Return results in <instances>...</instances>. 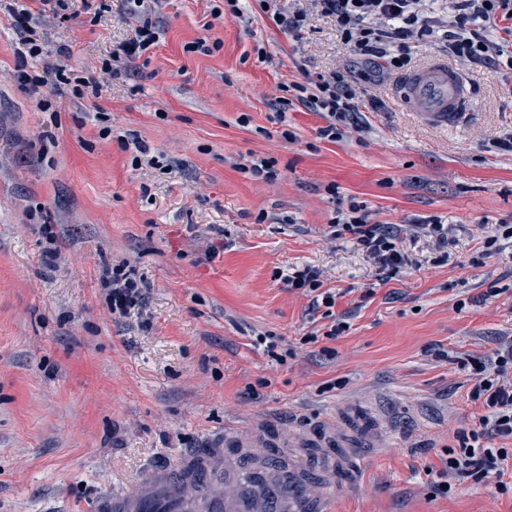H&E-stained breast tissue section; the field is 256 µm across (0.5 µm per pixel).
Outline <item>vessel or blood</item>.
I'll use <instances>...</instances> for the list:
<instances>
[{
    "label": "vessel or blood",
    "instance_id": "1",
    "mask_svg": "<svg viewBox=\"0 0 512 512\" xmlns=\"http://www.w3.org/2000/svg\"><path fill=\"white\" fill-rule=\"evenodd\" d=\"M403 105L430 126H458L470 107L462 69L438 58L403 81ZM393 431L354 405L291 427L260 419L228 426L223 438L159 466L121 493L105 498L101 512H332L336 491L354 487L363 455L389 447ZM287 458L280 469L279 458ZM257 480L243 483V464Z\"/></svg>",
    "mask_w": 512,
    "mask_h": 512
}]
</instances>
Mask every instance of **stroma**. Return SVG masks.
Masks as SVG:
<instances>
[{
    "label": "stroma",
    "instance_id": "stroma-1",
    "mask_svg": "<svg viewBox=\"0 0 512 512\" xmlns=\"http://www.w3.org/2000/svg\"><path fill=\"white\" fill-rule=\"evenodd\" d=\"M67 5L68 21H32L48 62L98 69L133 33L126 0L94 25L84 0ZM212 7L162 0L148 64L97 98L21 88L19 33L0 13V512H99L225 426L299 425L341 403L390 414L395 443L336 512H512L491 482L432 488L481 413L460 362L512 336V258L479 257L491 225H512V76L465 66L473 112L444 131L400 106L399 75L361 83L355 122L331 141L322 114L273 103L278 85L346 62L331 20L309 10L297 42L256 0L240 21ZM205 34L219 52H185ZM120 136L158 166L133 167ZM253 157L275 158L276 182L244 171ZM340 201L404 226L407 264L385 276L331 239ZM432 217L457 227L445 244L412 230ZM122 264L147 290L120 316L105 272ZM306 265L331 310L273 277ZM338 320L346 331L327 338Z\"/></svg>",
    "mask_w": 512,
    "mask_h": 512
}]
</instances>
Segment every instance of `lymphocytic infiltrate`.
Masks as SVG:
<instances>
[{
  "mask_svg": "<svg viewBox=\"0 0 512 512\" xmlns=\"http://www.w3.org/2000/svg\"><path fill=\"white\" fill-rule=\"evenodd\" d=\"M65 0H0L20 35V58L38 57L44 47L31 36L34 8L59 14ZM137 25L133 36L113 48L98 73L82 75L58 63L41 71L18 69L15 78L31 93L63 87L77 97H99L104 84L118 75V63L136 61L157 42L154 18L158 0H130ZM322 15L332 18L350 55L369 67L374 76L407 68L416 50L429 41L467 65L507 67L512 70V0H313ZM280 109L301 104L318 112L327 124L321 137L336 139L359 110L358 86L349 70L318 76L312 86L281 85ZM335 238L349 237L380 269L397 271L406 265L400 246L401 230L373 223L364 206L349 203L331 220ZM471 402L483 410L479 425L455 434L457 447L449 449L444 480L435 482L436 494L449 495L459 480H494L499 494H512V482L503 479L512 448L490 447V440L512 439V342L486 358L470 361Z\"/></svg>",
  "mask_w": 512,
  "mask_h": 512,
  "instance_id": "f902f5d3",
  "label": "lymphocytic infiltrate"
}]
</instances>
